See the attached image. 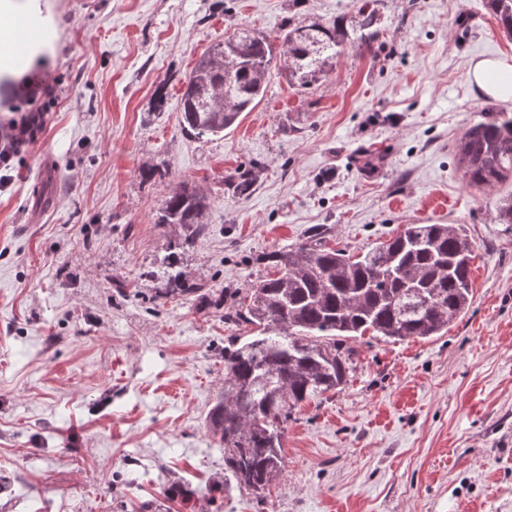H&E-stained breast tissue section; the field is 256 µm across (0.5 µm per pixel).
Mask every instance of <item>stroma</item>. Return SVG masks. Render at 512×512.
Segmentation results:
<instances>
[{"label": "stroma", "instance_id": "stroma-1", "mask_svg": "<svg viewBox=\"0 0 512 512\" xmlns=\"http://www.w3.org/2000/svg\"><path fill=\"white\" fill-rule=\"evenodd\" d=\"M51 2L52 95L0 85V136L46 110L0 185L7 512H140L177 477L211 512H512V224L497 218L512 183L468 188L455 158L486 113L512 115L467 77L472 58L512 56L484 0H380L372 49L346 47L308 90L272 70L257 106L208 139L178 103L209 46L242 25L274 40L364 0ZM250 167L259 178L238 194L230 178ZM179 180L210 202L180 268L214 291L246 294L271 254L318 232L355 253L443 223L473 245L469 310L440 336L361 338L350 383L289 421L261 500L217 486L224 451L205 421L236 327L195 295L145 301L180 233L158 221Z\"/></svg>", "mask_w": 512, "mask_h": 512}]
</instances>
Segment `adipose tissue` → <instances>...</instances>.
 <instances>
[{"instance_id": "adipose-tissue-1", "label": "adipose tissue", "mask_w": 512, "mask_h": 512, "mask_svg": "<svg viewBox=\"0 0 512 512\" xmlns=\"http://www.w3.org/2000/svg\"><path fill=\"white\" fill-rule=\"evenodd\" d=\"M0 19L23 20L36 33L19 46L10 31H0V83L15 85L20 93L32 90L56 61V47L45 34L49 17L37 0H0ZM468 79L483 96L500 103L512 102L511 58L472 59Z\"/></svg>"}]
</instances>
